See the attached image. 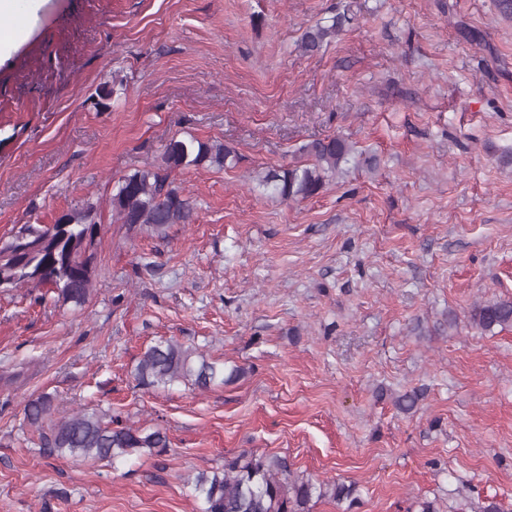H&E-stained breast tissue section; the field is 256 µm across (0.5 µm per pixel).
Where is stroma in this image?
<instances>
[{"instance_id": "35a3bbf8", "label": "stroma", "mask_w": 512, "mask_h": 512, "mask_svg": "<svg viewBox=\"0 0 512 512\" xmlns=\"http://www.w3.org/2000/svg\"><path fill=\"white\" fill-rule=\"evenodd\" d=\"M332 134L351 151L318 195L258 188L255 171ZM189 136L239 155L176 174L196 222L163 239L113 223L114 180ZM87 202L102 224L87 302L0 292V512H201L189 477L243 449L356 485L354 505L313 512H512V328L469 320L512 298L498 0H40L0 56V238ZM170 338L243 373L138 385L144 348ZM45 393L57 416L106 410L171 446L48 455L23 413ZM346 20L345 15L332 17L330 25L317 24L306 31L302 39V47L305 51H314L330 36L336 35Z\"/></svg>"}]
</instances>
